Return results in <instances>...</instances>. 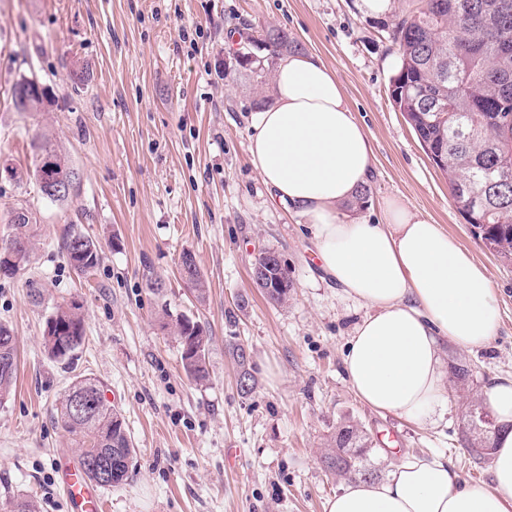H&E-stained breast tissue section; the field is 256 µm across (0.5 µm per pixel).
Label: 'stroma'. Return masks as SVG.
<instances>
[{"label": "stroma", "mask_w": 512, "mask_h": 512, "mask_svg": "<svg viewBox=\"0 0 512 512\" xmlns=\"http://www.w3.org/2000/svg\"><path fill=\"white\" fill-rule=\"evenodd\" d=\"M392 5L370 15L359 0H0V238L17 210L35 226L26 268L0 275V322L12 328L19 358L0 405V512L21 494L37 512H70L59 474L80 451L54 417L80 377L101 382L136 449L128 479L101 492L107 512H324L344 480L319 456L341 422L370 437L379 477L403 459L442 456L461 478L490 480L489 459H471L461 439L470 408H486L489 381L512 374V265L473 235L390 97L392 33L416 0ZM245 21L281 27L318 56L367 128L371 192L350 216L374 219L385 198H401L489 274L502 324L487 347L445 345L449 366L472 375L449 387L436 425L374 411L350 388L343 352L365 310L325 280L308 225L271 202L251 163L259 97L245 72L224 70ZM24 77L48 91L40 111L13 105ZM45 142L78 176L67 200L45 197L33 177ZM71 225L102 245L91 275L77 276L61 248ZM264 248L288 266L294 288L285 304L269 303L251 279ZM185 250L206 280L205 302L181 279ZM150 271L164 280L173 311L208 328L206 386L183 372L144 287ZM72 299L82 305L85 341L62 364L48 358L42 336L56 305ZM232 341L251 352L257 389L248 397Z\"/></svg>", "instance_id": "35a3bbf8"}]
</instances>
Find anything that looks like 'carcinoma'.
I'll list each match as a JSON object with an SVG mask.
<instances>
[{
	"label": "carcinoma",
	"mask_w": 512,
	"mask_h": 512,
	"mask_svg": "<svg viewBox=\"0 0 512 512\" xmlns=\"http://www.w3.org/2000/svg\"><path fill=\"white\" fill-rule=\"evenodd\" d=\"M243 46L233 57L235 66L250 73L256 85L272 75L280 57L298 50L288 31L274 26H250ZM394 40L399 62L390 79L391 97L411 126L428 158L448 179V189L464 213L472 233L502 264H512V0H422L417 12L402 18ZM11 233L0 243L3 275L25 269L33 245V225L23 210L14 212ZM62 246L68 263L78 275L87 276L98 266L99 243L74 228L66 230ZM180 275L200 303L206 300L203 275L194 255L185 251ZM266 281L267 299L277 305L288 300L293 287L288 267L275 259ZM164 326L180 348L185 375L197 385L210 380V336L193 315L175 313L162 301ZM57 336L43 337L48 357L55 362L73 359L84 342L80 308L60 304L50 315ZM230 354L237 366L240 393L249 396L256 385L250 355L241 343H232ZM18 371L15 336L0 323V404L11 395ZM86 392L99 394L90 412L74 414L72 398ZM55 420L80 448L82 473L97 481L95 467L112 464L113 480L128 478L135 448L120 411L105 398L102 385L92 378H78L60 398ZM372 442L354 425L336 427L324 450L327 471L348 477L359 473L372 479L369 467Z\"/></svg>",
	"instance_id": "1"
}]
</instances>
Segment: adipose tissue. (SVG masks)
I'll list each match as a JSON object with an SVG mask.
<instances>
[{
  "instance_id": "1",
  "label": "adipose tissue",
  "mask_w": 512,
  "mask_h": 512,
  "mask_svg": "<svg viewBox=\"0 0 512 512\" xmlns=\"http://www.w3.org/2000/svg\"><path fill=\"white\" fill-rule=\"evenodd\" d=\"M252 128L249 153L271 198L309 225L322 271L367 309L343 353L353 392L376 411L436 424L448 407L442 342L471 350L500 327L485 268L400 198H386L372 222L345 213L371 178L374 149L335 72L314 54L282 57ZM485 396L500 424L490 483L462 480L438 456L406 460L385 479L347 480L324 512H512V375L494 378Z\"/></svg>"
}]
</instances>
